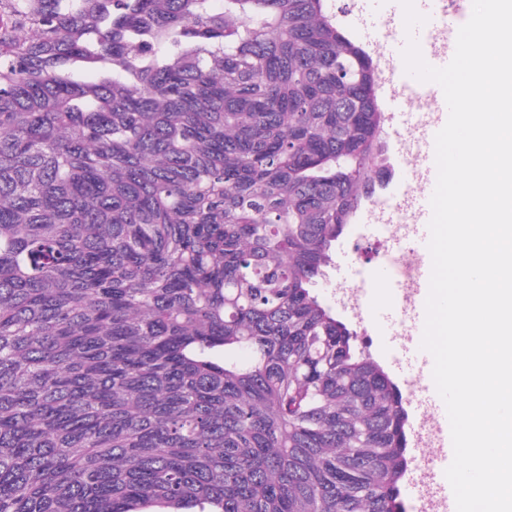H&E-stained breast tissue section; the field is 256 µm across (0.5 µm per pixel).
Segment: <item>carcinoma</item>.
Instances as JSON below:
<instances>
[{"mask_svg":"<svg viewBox=\"0 0 512 512\" xmlns=\"http://www.w3.org/2000/svg\"><path fill=\"white\" fill-rule=\"evenodd\" d=\"M377 90L330 0H0V512H406ZM372 202L362 201L354 220L342 236L336 241V247L333 254V262L326 268L327 277L320 280L318 292L322 298L336 311V315L342 320L348 328L356 332L360 345L376 361L385 367L392 380L399 386L405 399V407L408 412L407 436L408 445L406 450L407 469L409 467L410 448H416V436L418 421L412 406L409 404V392L411 384L402 380L398 372L393 368L392 359L394 350L390 341L397 345L398 355L394 361L395 368L405 375L421 376L424 373H431L433 368V358L431 354L422 350L419 342L412 337L402 336L394 332V326L398 315H393L390 311L383 316L384 321L391 329L390 341L387 332L377 323V316L384 309L394 311L401 300L393 288L392 282L380 276L382 266H387L391 276L399 278L396 269L377 257L378 241L374 228L367 227L363 223L364 215L370 208ZM359 237V238H358ZM348 253L352 257L350 268L338 264L339 257ZM356 265L353 267L355 261ZM353 267V268H352ZM361 268L367 282L368 290L365 297V311L362 324L358 323L357 315H360L358 309V298L356 293L364 291L362 285H356L348 296V302L354 310L346 308L343 305V292L355 285L356 271ZM410 388V390H409Z\"/></svg>","mask_w":512,"mask_h":512,"instance_id":"1","label":"carcinoma"}]
</instances>
